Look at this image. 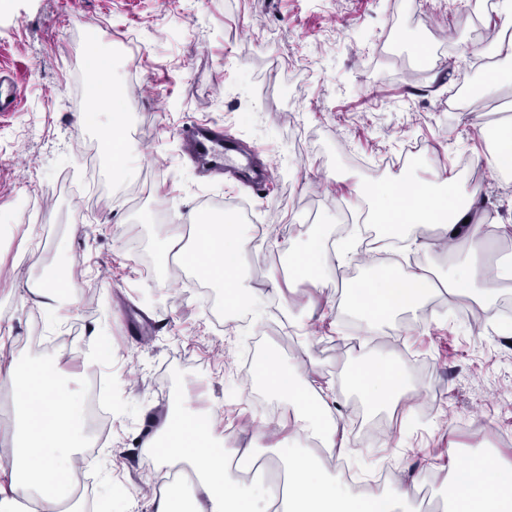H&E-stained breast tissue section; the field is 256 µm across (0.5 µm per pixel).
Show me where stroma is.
<instances>
[{"mask_svg":"<svg viewBox=\"0 0 512 512\" xmlns=\"http://www.w3.org/2000/svg\"><path fill=\"white\" fill-rule=\"evenodd\" d=\"M494 0H0V76L19 96L0 115V361L54 359L66 392L83 396L82 361L90 337L111 353L98 365L99 402L108 413L102 443L86 445L81 497L87 512H148L158 486L141 440L184 405L218 407L215 433L226 456L253 449L281 457L272 436L253 431L274 400L255 398L252 365L267 352L301 366L324 385V405L345 424L347 453L323 465L343 482L347 464L389 468L384 491L445 497L448 457L476 452L512 464V311L501 289L489 314L472 324L476 303L443 298L377 330L373 349L395 353L415 396L396 423L363 438L372 414L347 379L360 359L364 325L347 312L350 283L391 267L358 246L333 265L335 291L316 314L318 295L303 280L273 296L249 333L224 310V293L195 269L163 260L159 242L198 218L237 217L252 236L242 274L269 290V269L288 268L272 241L319 237L325 251L349 231L351 189L375 187L415 170L469 161L481 183L479 214L491 224L502 260L512 259V175L487 170L483 125L512 116V88L484 91L502 60L485 32L501 20ZM425 43L429 64L413 55ZM97 44L120 78L127 134L137 155L116 179L84 119L92 79L86 49ZM480 52L477 63L459 50ZM235 136L252 166H271L262 191L239 168L222 171L189 156L180 137L199 122ZM412 166L384 160L407 147ZM65 264L78 282L73 311L49 321L27 281ZM305 323L307 336L297 335ZM233 438H226V428Z\"/></svg>","mask_w":512,"mask_h":512,"instance_id":"stroma-1","label":"stroma"}]
</instances>
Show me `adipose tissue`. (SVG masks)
<instances>
[{"instance_id":"1","label":"adipose tissue","mask_w":512,"mask_h":512,"mask_svg":"<svg viewBox=\"0 0 512 512\" xmlns=\"http://www.w3.org/2000/svg\"><path fill=\"white\" fill-rule=\"evenodd\" d=\"M88 67L101 76L103 103H92L87 120L105 114L109 122L102 130L101 148L112 160L114 173L130 166V151L124 135L127 109L112 89V61L88 46ZM479 187L462 188L456 173L439 174L436 181L416 179L380 184L373 193V221L384 231L375 238L376 250L390 249L392 238L406 247L418 246L416 231L422 227L440 230L460 255L448 269L444 283H437L428 268L418 266L392 275H371L351 284L349 307L368 327L374 328L402 312H415L434 295L448 292L479 303L492 300L503 286L498 267L480 266L476 256L485 245L483 226L475 217ZM248 240L237 220L221 223L195 222L194 245L185 247L181 234L167 236L163 256L200 269L211 283L224 290V308L232 317L255 325L263 311L265 297L246 283L242 257ZM276 249L288 255L290 276L313 278V270L328 256L317 240L297 247L276 242ZM319 289L329 283L313 278ZM77 286L73 275L54 269L28 285L49 319H58L69 309ZM0 377L14 389L15 418L0 426L11 435L14 453L0 463V473L9 475L16 493L34 494L39 512H79L73 505L69 469L83 439L78 403L63 393L54 367L46 361L26 366L0 363ZM255 377L272 397L287 400L289 415L259 416L254 425L262 435L280 434L281 448L290 457L288 480L282 489L267 488L254 497L233 472L222 448L214 442L215 408L183 413L164 420L141 442L143 455L154 459L161 474L186 464L191 468L186 481L194 489L190 512H417L409 491L393 494L364 489L352 495L338 483L321 478L319 462L324 452L344 448V427L328 410L318 406V390L303 381L301 371L284 366L275 354L260 358ZM348 377L361 399L373 409L391 408L413 394L404 368L391 353L363 356ZM448 512H512V467H497L492 456L478 455L467 462L449 457Z\"/></svg>"}]
</instances>
